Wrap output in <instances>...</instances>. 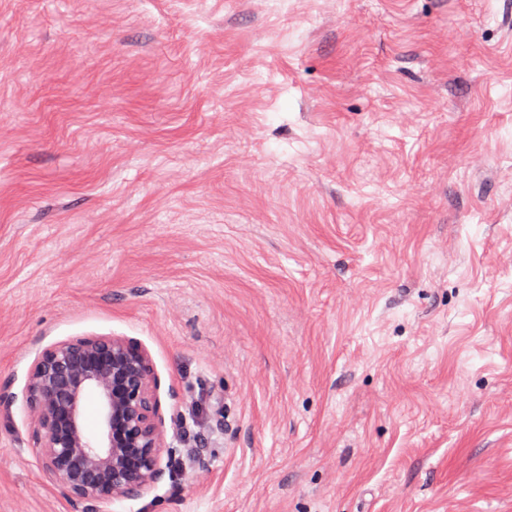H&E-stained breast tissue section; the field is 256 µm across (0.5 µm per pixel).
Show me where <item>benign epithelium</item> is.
I'll return each instance as SVG.
<instances>
[{"label": "benign epithelium", "instance_id": "7a95c632", "mask_svg": "<svg viewBox=\"0 0 512 512\" xmlns=\"http://www.w3.org/2000/svg\"><path fill=\"white\" fill-rule=\"evenodd\" d=\"M151 356L126 336H78L45 347L32 363L23 401L44 474L82 512L135 499L160 482L165 420ZM102 402L96 438L83 425L88 393Z\"/></svg>", "mask_w": 512, "mask_h": 512}]
</instances>
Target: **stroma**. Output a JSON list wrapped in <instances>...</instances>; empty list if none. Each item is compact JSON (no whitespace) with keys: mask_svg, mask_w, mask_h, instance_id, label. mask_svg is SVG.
Here are the masks:
<instances>
[{"mask_svg":"<svg viewBox=\"0 0 512 512\" xmlns=\"http://www.w3.org/2000/svg\"><path fill=\"white\" fill-rule=\"evenodd\" d=\"M90 335L168 447L100 512H512V0H0V385Z\"/></svg>","mask_w":512,"mask_h":512,"instance_id":"stroma-1","label":"stroma"}]
</instances>
